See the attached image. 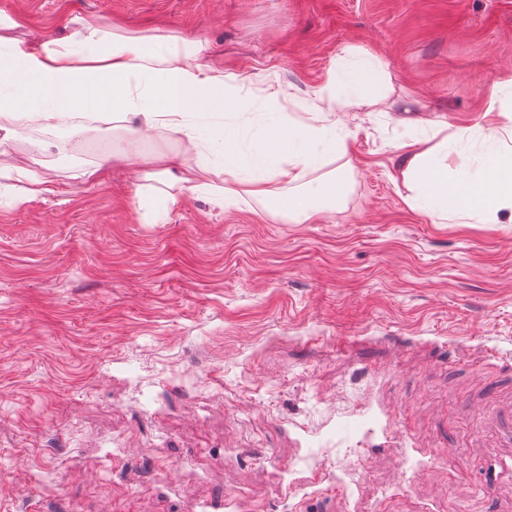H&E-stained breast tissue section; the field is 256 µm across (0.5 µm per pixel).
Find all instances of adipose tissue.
<instances>
[{
	"mask_svg": "<svg viewBox=\"0 0 512 512\" xmlns=\"http://www.w3.org/2000/svg\"><path fill=\"white\" fill-rule=\"evenodd\" d=\"M16 25L0 13V138L6 140L21 136L31 120L52 126L108 112L113 121L128 123L131 136L167 128L194 144L204 137L203 120L223 114L225 102L237 97L233 78L205 63L207 45L200 39L145 40L87 21L71 41L20 40L9 35ZM378 75L368 52H354L351 63L334 68L328 95H315L302 117L270 112L266 134L251 154L242 152L234 127L215 131L224 159L222 186L207 182L203 163L182 156L170 159L156 179L193 193L218 192L228 207L248 198L297 224L334 212L352 185L351 173L338 165L351 141L337 133L336 114L377 106L381 97L371 87ZM509 88L512 72L492 86L484 126L492 150L480 156L476 172L449 176L447 141L402 144L401 175L411 208L438 224L476 216L493 222L499 211L512 210V107L500 99ZM329 159L337 168L326 173ZM281 183L291 184L288 194L278 192Z\"/></svg>",
	"mask_w": 512,
	"mask_h": 512,
	"instance_id": "obj_1",
	"label": "adipose tissue"
}]
</instances>
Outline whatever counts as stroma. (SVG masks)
<instances>
[{
    "mask_svg": "<svg viewBox=\"0 0 512 512\" xmlns=\"http://www.w3.org/2000/svg\"><path fill=\"white\" fill-rule=\"evenodd\" d=\"M16 36L81 21L201 37L244 143L345 49L394 85L349 110L353 186L302 224L183 191L137 209L158 128L60 122L0 142V512H512V223L410 208L397 144L446 126L476 165L512 0H0ZM126 144L127 160L109 146ZM48 179L28 194L15 168ZM100 167L97 181L86 169ZM175 200V197L163 193H157L154 196L138 193V208L144 216H160Z\"/></svg>",
    "mask_w": 512,
    "mask_h": 512,
    "instance_id": "35a3bbf8",
    "label": "stroma"
}]
</instances>
